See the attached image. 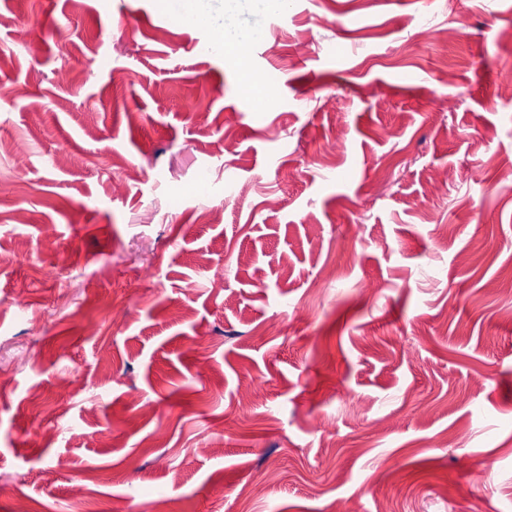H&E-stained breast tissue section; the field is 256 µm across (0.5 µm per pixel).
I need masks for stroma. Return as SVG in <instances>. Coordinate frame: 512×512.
Wrapping results in <instances>:
<instances>
[{
  "instance_id": "1",
  "label": "stroma",
  "mask_w": 512,
  "mask_h": 512,
  "mask_svg": "<svg viewBox=\"0 0 512 512\" xmlns=\"http://www.w3.org/2000/svg\"><path fill=\"white\" fill-rule=\"evenodd\" d=\"M199 9L0 0V512H512V0Z\"/></svg>"
}]
</instances>
